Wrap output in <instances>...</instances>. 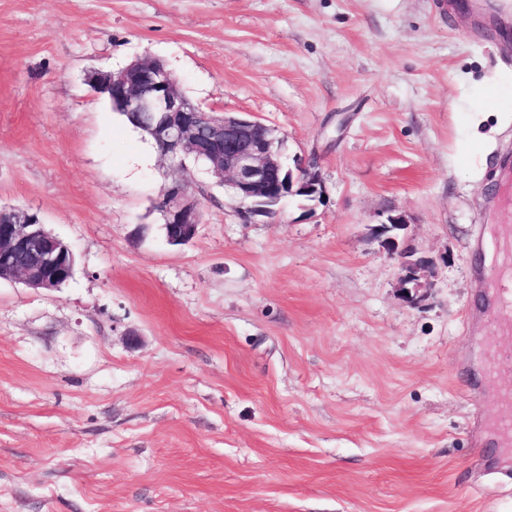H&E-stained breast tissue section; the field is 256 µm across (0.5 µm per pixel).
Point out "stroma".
<instances>
[{
	"label": "stroma",
	"mask_w": 512,
	"mask_h": 512,
	"mask_svg": "<svg viewBox=\"0 0 512 512\" xmlns=\"http://www.w3.org/2000/svg\"><path fill=\"white\" fill-rule=\"evenodd\" d=\"M0 0V208L76 256L0 281V512H512L479 256L512 155L497 0ZM162 60L207 112L315 157L244 223L90 86ZM201 223L168 244L163 187ZM433 260L408 303L371 235Z\"/></svg>",
	"instance_id": "obj_1"
}]
</instances>
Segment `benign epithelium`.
Returning <instances> with one entry per match:
<instances>
[{
    "label": "benign epithelium",
    "mask_w": 512,
    "mask_h": 512,
    "mask_svg": "<svg viewBox=\"0 0 512 512\" xmlns=\"http://www.w3.org/2000/svg\"><path fill=\"white\" fill-rule=\"evenodd\" d=\"M91 81L114 92L121 110L142 120V129L155 141L161 157L183 165L202 163L215 183L229 188L245 214L267 216L272 205L298 192L314 199L324 195L322 179L314 164L295 160L285 165L282 139L275 128L249 115L205 112L181 91L176 76L166 65L150 58H135L112 72H96ZM161 211L166 223L176 225L172 244L192 240L200 212L188 183L175 180L162 190ZM409 221L390 215L372 226L383 248L399 261V288L416 305L426 297L427 273L432 261L414 258L415 251L399 247L398 232ZM74 253L67 243L42 224L37 214L24 209L0 211V279L17 280L27 288L52 290L74 276Z\"/></svg>",
    "instance_id": "benign-epithelium-1"
}]
</instances>
